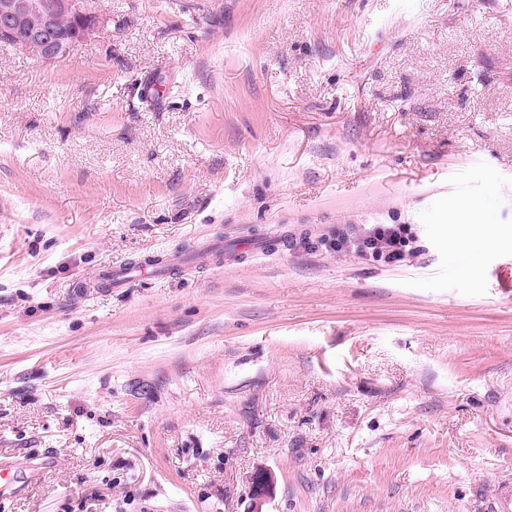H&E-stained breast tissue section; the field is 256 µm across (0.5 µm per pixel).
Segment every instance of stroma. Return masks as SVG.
Wrapping results in <instances>:
<instances>
[{
	"label": "stroma",
	"mask_w": 512,
	"mask_h": 512,
	"mask_svg": "<svg viewBox=\"0 0 512 512\" xmlns=\"http://www.w3.org/2000/svg\"><path fill=\"white\" fill-rule=\"evenodd\" d=\"M95 12L66 59L0 47V512H478L512 474V0ZM365 224L416 254L330 248Z\"/></svg>",
	"instance_id": "35a3bbf8"
}]
</instances>
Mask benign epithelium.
I'll list each match as a JSON object with an SVG mask.
<instances>
[{"label":"benign epithelium","instance_id":"benign-epithelium-1","mask_svg":"<svg viewBox=\"0 0 512 512\" xmlns=\"http://www.w3.org/2000/svg\"><path fill=\"white\" fill-rule=\"evenodd\" d=\"M58 13H66L75 21V29L67 38L52 36ZM94 19L93 0H56L51 12L44 10L40 0H0V27L23 33L25 50L42 60L69 56L90 34Z\"/></svg>","mask_w":512,"mask_h":512}]
</instances>
